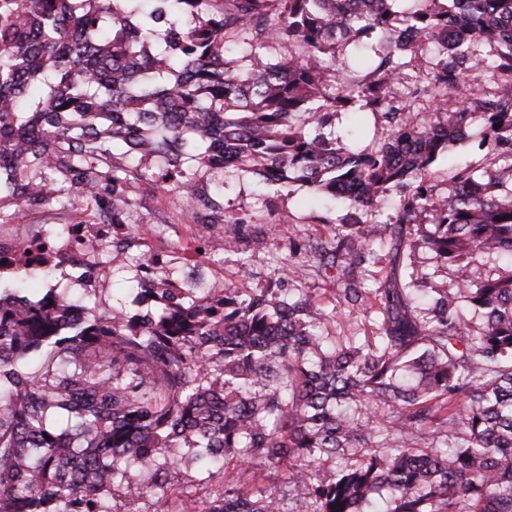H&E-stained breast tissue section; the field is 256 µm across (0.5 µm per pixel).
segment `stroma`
Segmentation results:
<instances>
[{"instance_id":"1","label":"stroma","mask_w":512,"mask_h":512,"mask_svg":"<svg viewBox=\"0 0 512 512\" xmlns=\"http://www.w3.org/2000/svg\"><path fill=\"white\" fill-rule=\"evenodd\" d=\"M327 130L351 148L375 145L389 133L385 123L371 112L354 108L337 113ZM481 132L479 125H471L464 141L451 145L438 157V194L447 195L450 171L479 160L477 143ZM224 206L236 216H251L253 224L267 230L268 247L256 250L243 244L238 250H226L223 225L201 223L187 210L181 190L158 189L142 199L139 211L151 217L155 212H165L168 221L138 225L136 234L145 238L146 243L132 245V256H140L143 246H150L168 261L175 277L183 278L189 274L182 259L183 250L195 244L205 250L199 271L204 286L232 281L242 288H262L277 258L286 256L293 246H304L324 237L327 229L341 223L346 213L344 207L322 204L305 185L292 184L290 193L280 196L275 188L248 174L233 179L231 188L224 194ZM283 211L289 215V224L279 222ZM211 489V482L195 463L184 460L177 465L170 492L174 497L188 500L193 512H200L204 507Z\"/></svg>"}]
</instances>
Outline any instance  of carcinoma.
Listing matches in <instances>:
<instances>
[{
    "mask_svg": "<svg viewBox=\"0 0 512 512\" xmlns=\"http://www.w3.org/2000/svg\"><path fill=\"white\" fill-rule=\"evenodd\" d=\"M393 2L0 0L3 223L91 206L125 229L124 265L155 187L230 225L228 249L240 172L349 209L273 288H180L157 259L107 315L87 290L0 287V512H189L169 490L184 456L219 477L201 512H512V0ZM350 45L372 63L343 80ZM430 45L423 86L406 57ZM479 66L495 90L453 97ZM405 82L431 111L392 105ZM355 105L388 124L379 146L325 132ZM472 122L487 152L442 197L434 164ZM326 259L331 306L306 283ZM346 307L361 324L336 336Z\"/></svg>",
    "mask_w": 512,
    "mask_h": 512,
    "instance_id": "carcinoma-1",
    "label": "carcinoma"
}]
</instances>
